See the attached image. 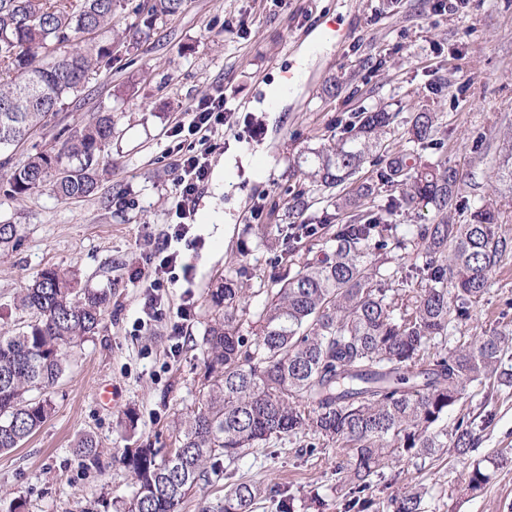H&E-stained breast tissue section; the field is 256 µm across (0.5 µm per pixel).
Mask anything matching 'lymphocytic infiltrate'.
<instances>
[{
    "label": "lymphocytic infiltrate",
    "mask_w": 512,
    "mask_h": 512,
    "mask_svg": "<svg viewBox=\"0 0 512 512\" xmlns=\"http://www.w3.org/2000/svg\"><path fill=\"white\" fill-rule=\"evenodd\" d=\"M227 99L223 94L199 99L190 108L189 123H176L171 134L176 137L175 222L169 227L164 241L157 247L153 261L139 269L137 275L151 296L150 318L162 315V290L179 277H190L192 265L185 249L195 248L197 240L190 231L193 227L197 201L208 179L210 157L216 151V141L227 123Z\"/></svg>",
    "instance_id": "lymphocytic-infiltrate-1"
}]
</instances>
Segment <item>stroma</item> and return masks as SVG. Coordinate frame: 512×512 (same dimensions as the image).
I'll use <instances>...</instances> for the list:
<instances>
[{"label":"stroma","mask_w":512,"mask_h":512,"mask_svg":"<svg viewBox=\"0 0 512 512\" xmlns=\"http://www.w3.org/2000/svg\"><path fill=\"white\" fill-rule=\"evenodd\" d=\"M318 39L324 48L306 55L302 81L268 101L275 74ZM220 92L231 118L199 199L192 229L199 243L187 253L193 271L168 288L170 311L191 306L176 340L166 322L137 324L146 290L135 272L171 220L177 155L168 130L187 119L193 103ZM380 106L396 115L384 139L392 156L409 148L412 113H438L448 137L424 159L468 173L466 206L495 194L502 229L512 236V193L495 177L496 148L512 132V0H457L447 13L432 0H185L151 40L119 48L79 99L14 152V163H22L61 128L104 108L114 116L111 167L90 197L63 202L45 190L20 199L0 175V223L17 225L20 234L16 248L0 254V325L13 330L30 321L17 295L50 267L74 272L78 289L111 294L98 330L70 349L65 374L46 393L51 416L21 446L0 452V512L15 500L25 512H104L132 493L119 462L123 449L147 441L171 447L173 419L202 400L203 337L220 316L208 291L226 279L244 288L236 323L241 336L255 339L259 314L286 269L270 241L292 222L294 161L339 134L353 113ZM245 152L257 156L256 167L243 164ZM466 206L456 220L466 219ZM471 314L449 326V344L512 330V254ZM462 421L478 438L474 452L385 460L365 493L367 512H393L391 499L411 489L422 493L420 512H512V387L493 377L473 382L443 419L451 429ZM83 432L99 442L98 464L73 449ZM312 440L273 439L236 461L219 459L181 512H215L227 486L241 480L280 487L293 512H345L336 466L346 451L306 453ZM477 466L488 479L474 488Z\"/></svg>","instance_id":"stroma-1"}]
</instances>
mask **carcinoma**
I'll list each match as a JSON object with an SVG mask.
<instances>
[{
    "instance_id": "cac0c4a2",
    "label": "carcinoma",
    "mask_w": 512,
    "mask_h": 512,
    "mask_svg": "<svg viewBox=\"0 0 512 512\" xmlns=\"http://www.w3.org/2000/svg\"><path fill=\"white\" fill-rule=\"evenodd\" d=\"M184 0H142L138 21L124 29L115 17L123 0H0V169L9 172L14 195L25 198L45 188L63 201L95 192L103 176L112 113L63 128L58 144L12 165L8 151L42 133L63 105L85 90L118 46L151 40L157 21L176 15ZM395 114L384 109L357 112L342 134L303 152L310 186L339 190L349 222L336 225L335 248L321 259L295 261L292 242L307 232L290 224L282 236L288 274L259 315L261 333L250 343L239 335L236 303L244 291L225 283L209 293L224 317L204 338L208 389L200 405L172 423L174 447L148 443L126 448L120 463L134 480L130 498L116 512H180L184 499L207 481L208 464L222 456L238 459L247 448L272 438L311 433L324 445L351 452L350 475L336 466L341 486L359 498L387 457L426 458L451 446L460 456L477 439L468 424L453 432L439 425L467 387L500 372L512 333L484 331L445 352L431 344L450 324L471 318L494 271L512 252L501 231L499 209L488 198L463 224L450 220L459 208L467 174L420 152L441 145L445 131L435 112L410 119L414 149L383 159L382 137ZM499 180L512 182V134L499 150ZM377 184L398 194L369 206V183H357L365 165ZM289 209L303 216L311 207L305 187L288 190ZM434 209L433 222L415 227L406 291L382 286L379 256L407 249L391 216L397 211ZM19 240L15 224H0V252ZM73 278L46 269L17 296L18 307L34 315L21 330L0 332V451L19 447L52 413L39 397L62 377L68 349L95 332L110 295L80 293ZM80 456L95 462L99 443L89 433L75 443ZM265 492L260 482H240L224 494L220 512H251ZM422 492L392 500L394 512H419Z\"/></svg>"
}]
</instances>
